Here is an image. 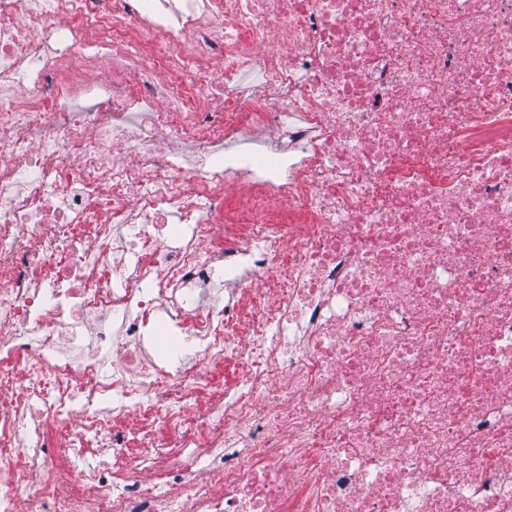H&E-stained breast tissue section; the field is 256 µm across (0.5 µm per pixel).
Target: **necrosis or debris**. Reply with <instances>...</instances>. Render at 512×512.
Masks as SVG:
<instances>
[{
	"label": "necrosis or debris",
	"instance_id": "obj_1",
	"mask_svg": "<svg viewBox=\"0 0 512 512\" xmlns=\"http://www.w3.org/2000/svg\"><path fill=\"white\" fill-rule=\"evenodd\" d=\"M0 512H512V0H0Z\"/></svg>",
	"mask_w": 512,
	"mask_h": 512
}]
</instances>
